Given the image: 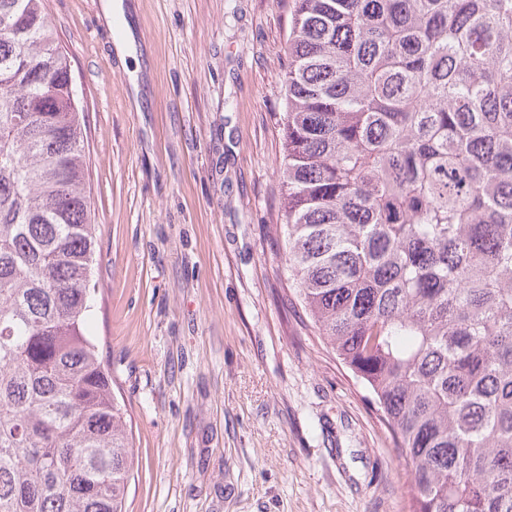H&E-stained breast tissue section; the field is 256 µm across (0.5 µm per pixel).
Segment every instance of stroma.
<instances>
[{
    "instance_id": "1",
    "label": "stroma",
    "mask_w": 512,
    "mask_h": 512,
    "mask_svg": "<svg viewBox=\"0 0 512 512\" xmlns=\"http://www.w3.org/2000/svg\"><path fill=\"white\" fill-rule=\"evenodd\" d=\"M44 0L87 127L88 330L128 409L127 512H409L367 391L308 324L281 221L291 0ZM137 38L135 31L132 30L130 27L127 29V35L126 38L122 41L116 42L114 44V54L115 57L121 66V68H124L127 72L131 73L133 75V91H134V103L136 108L139 107L138 102V93L139 89L137 87L136 83V74L140 71L141 68V59L138 57L137 54ZM131 61L134 63V69L128 71L127 68H129V63L131 65Z\"/></svg>"
}]
</instances>
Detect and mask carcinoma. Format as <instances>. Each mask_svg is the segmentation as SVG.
I'll return each mask as SVG.
<instances>
[{
  "label": "carcinoma",
  "instance_id": "obj_1",
  "mask_svg": "<svg viewBox=\"0 0 512 512\" xmlns=\"http://www.w3.org/2000/svg\"><path fill=\"white\" fill-rule=\"evenodd\" d=\"M69 74L0 0V512H126L133 470ZM283 83L288 269L410 512H512V0H294Z\"/></svg>",
  "mask_w": 512,
  "mask_h": 512
}]
</instances>
